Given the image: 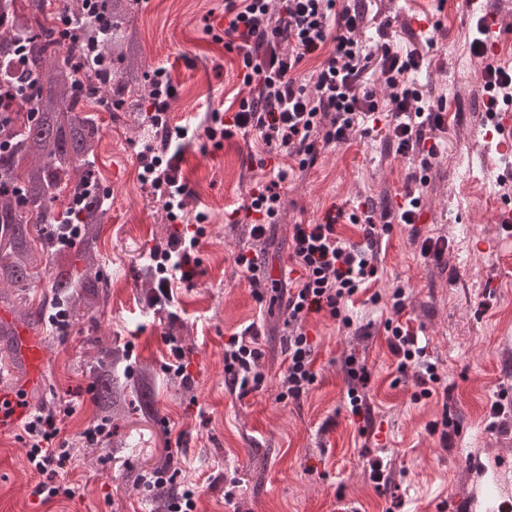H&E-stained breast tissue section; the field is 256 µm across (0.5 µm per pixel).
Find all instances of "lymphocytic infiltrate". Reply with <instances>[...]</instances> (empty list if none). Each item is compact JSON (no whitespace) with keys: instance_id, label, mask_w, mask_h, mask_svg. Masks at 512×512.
Wrapping results in <instances>:
<instances>
[{"instance_id":"obj_1","label":"lymphocytic infiltrate","mask_w":512,"mask_h":512,"mask_svg":"<svg viewBox=\"0 0 512 512\" xmlns=\"http://www.w3.org/2000/svg\"><path fill=\"white\" fill-rule=\"evenodd\" d=\"M279 14H272L269 0H227L224 29L229 47L235 48L246 70L245 84L258 88L254 98H241L231 117L211 113L205 128L208 138L236 128L242 133L258 132L266 153L280 154L284 163L274 166L272 179L258 183L245 205L252 215L250 235L262 240L273 224L281 203L280 189L294 169H305L317 145L345 144L360 127L384 123L385 143L395 155L414 162L408 171L403 201L397 208L365 215H350L353 224H363L364 241L350 244L336 232L339 215L326 213L319 224L292 227L290 259L298 275L288 281V324L284 350L286 369L281 377V399H299L314 383V345L302 327L313 313L328 311L343 325H351L346 311L351 298L377 274L375 247L391 225L411 228V240L423 258L441 261L448 242L441 237L421 236L416 224L421 211L420 192L428 174L445 152L442 131L446 128L444 99L425 98L414 85L412 74L420 66L417 54L400 53L384 46L378 88L365 77L370 56L365 53L360 32L365 13L360 4H338L337 0H280ZM477 38L470 44L481 60L479 83L486 96V112L512 104V67L485 56L491 29L477 21ZM325 56L308 80L297 74L303 62L317 51ZM145 183L160 191L167 213L184 208L188 185L173 163L163 162L152 147L139 153ZM202 228L172 236L168 249L154 251L150 259L164 276L158 292L165 301L173 293L167 276L192 280L197 274L195 256ZM395 319L387 323V342L397 358L399 372L417 369L423 395H431L440 376L425 359L418 334L402 316L406 309L404 287L390 297ZM256 324L234 333L224 345V372L232 390L246 397L259 390L265 380L259 369L262 356ZM74 411L73 405L53 404L34 410L25 419L23 431L27 459L40 477L32 493L46 499L69 494L61 479L73 454L62 435V424Z\"/></svg>"}]
</instances>
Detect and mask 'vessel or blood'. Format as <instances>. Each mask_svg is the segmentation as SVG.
Listing matches in <instances>:
<instances>
[{
	"label": "vessel or blood",
	"mask_w": 512,
	"mask_h": 512,
	"mask_svg": "<svg viewBox=\"0 0 512 512\" xmlns=\"http://www.w3.org/2000/svg\"><path fill=\"white\" fill-rule=\"evenodd\" d=\"M487 139L496 141L500 152L512 154V112H496L486 123ZM0 326L11 330V367L21 375L20 382L5 383L0 378V431L9 430L23 420L31 410L32 391L40 389L42 345L39 334L15 323L9 310L0 305Z\"/></svg>",
	"instance_id": "obj_1"
}]
</instances>
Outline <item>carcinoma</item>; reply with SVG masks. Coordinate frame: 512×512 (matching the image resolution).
Listing matches in <instances>:
<instances>
[{"label": "carcinoma", "instance_id": "cac0c4a2", "mask_svg": "<svg viewBox=\"0 0 512 512\" xmlns=\"http://www.w3.org/2000/svg\"><path fill=\"white\" fill-rule=\"evenodd\" d=\"M137 0H68L75 19L94 12L107 28L97 47L66 43L46 0H0V83L17 91L11 145L0 147V181L16 192L0 194V303L33 328L43 308L24 296L34 275L49 274V304L73 318L103 300L108 280L98 268V240L112 200L100 192L95 171L94 121L82 116L85 102L110 101L134 113L137 124L156 125L146 114L153 104V77L140 72ZM39 75L35 88L26 76ZM123 350L113 347L90 367L97 383L99 417L110 421L136 393L149 413L151 378L129 383Z\"/></svg>", "mask_w": 512, "mask_h": 512}]
</instances>
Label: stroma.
<instances>
[{"mask_svg":"<svg viewBox=\"0 0 512 512\" xmlns=\"http://www.w3.org/2000/svg\"><path fill=\"white\" fill-rule=\"evenodd\" d=\"M368 53L392 40L419 53L418 89L446 100L448 150L424 190L418 227L442 236V263L424 261L410 230L394 225L378 245V278L356 296L353 324L328 312L304 324L316 347L315 383L299 400L279 401L285 369L288 314L275 292L255 295L234 259L256 254L264 278L283 279L297 223L321 222L332 206L346 213L337 230L359 243L363 232L349 213L397 207L405 190L406 159L385 145L383 130L356 134L347 144L319 148L312 166L283 182L282 207L266 237L253 241L249 221L234 209L270 174L260 166L263 145L239 134L186 143L179 163L189 185L187 216L204 213L197 276L172 279V310L149 305L143 271L150 250L166 248L174 232L163 200L142 179L139 153L147 139L126 112L97 108L98 177L112 207L101 234L100 262L110 270L106 304L80 313L64 331L43 326V386L35 405L70 403L64 435L73 448L65 480L71 497L32 496L39 476L27 461L22 427L0 432V512H158L183 484L197 490L194 512H512V237L495 224L504 199V157L485 139L480 63L470 51L484 12L512 22V0H363ZM430 22L418 31L414 18ZM136 23L142 65L165 71L174 95L169 127L205 124L255 87L243 82L236 51L224 36V0H138ZM494 241L497 251L480 248ZM406 290L407 312L420 326L436 363L440 392L424 397L397 369L386 342L388 298ZM261 332V390L240 398L225 383L224 345L249 324ZM183 346L191 378L169 372L166 337ZM132 346L134 370L153 374L151 415L136 395L112 421L111 434L86 445L82 432L96 419V381L85 366L96 344ZM370 372L362 394L368 418L350 411L346 360ZM503 413L493 417V405ZM459 433L442 443L433 433L444 415ZM180 442L179 475L164 488L141 478L163 465L169 443ZM232 499H225L226 491Z\"/></svg>","mask_w":512,"mask_h":512,"instance_id":"stroma-1","label":"stroma"}]
</instances>
